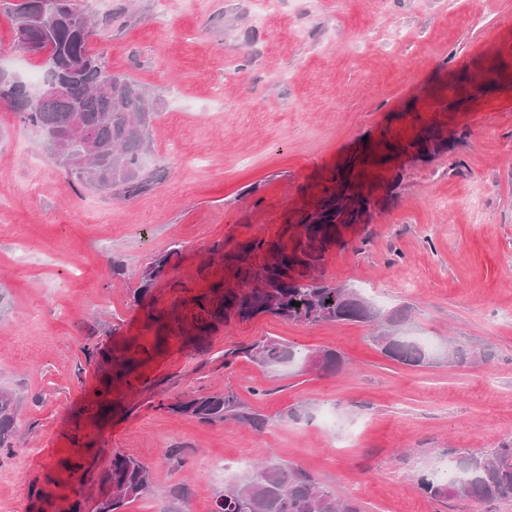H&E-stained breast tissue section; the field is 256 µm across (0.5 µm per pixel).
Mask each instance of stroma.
Wrapping results in <instances>:
<instances>
[{
    "label": "stroma",
    "mask_w": 512,
    "mask_h": 512,
    "mask_svg": "<svg viewBox=\"0 0 512 512\" xmlns=\"http://www.w3.org/2000/svg\"><path fill=\"white\" fill-rule=\"evenodd\" d=\"M89 48L150 93L159 115L132 196L89 190L0 104V389L19 438L0 453V512H91L114 455L154 491L124 512H213L225 484L275 459L341 489L363 512H512L436 501L418 480L512 441V0H78ZM17 47L0 6V69ZM450 148L400 154L432 129ZM382 204L329 253L326 283L357 289L430 352L387 357L360 322L273 315L219 326L204 345L153 316L224 278L210 262L276 237L342 169ZM145 301L141 273L171 244ZM123 266L113 274V262ZM299 362L225 364L263 338ZM137 361L108 394L85 345ZM477 349L455 361L448 345ZM336 352L329 371L316 356ZM224 389L263 427L203 423L159 401Z\"/></svg>",
    "instance_id": "obj_1"
}]
</instances>
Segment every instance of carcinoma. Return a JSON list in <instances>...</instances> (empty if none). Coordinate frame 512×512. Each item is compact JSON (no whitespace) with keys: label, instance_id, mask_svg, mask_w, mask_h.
I'll return each instance as SVG.
<instances>
[{"label":"carcinoma","instance_id":"1","mask_svg":"<svg viewBox=\"0 0 512 512\" xmlns=\"http://www.w3.org/2000/svg\"><path fill=\"white\" fill-rule=\"evenodd\" d=\"M21 0L13 5L14 29L27 28L33 43L52 45L53 58L46 61L44 80L61 77L66 62L81 68L78 78L63 93L32 97L23 82H0V101L9 102L19 121L38 129L45 141L73 132L90 144L91 158L85 164L72 162L69 154L50 149L51 156L69 176L84 187L118 189L135 194L145 187L144 159L149 135L158 112L145 87L129 76L111 72L100 54L89 50L92 22L88 14L66 0L67 15L56 9L33 18V4ZM421 158L448 149L438 131L411 143ZM378 201L360 190L348 177L336 180L316 208L304 213L296 224L284 225L275 238L254 237L221 255L231 282H222L190 298V317H172L181 335L203 344L220 325L232 320L246 322L267 314L304 324L332 321H383L374 342L390 358L408 365L429 359L418 342L400 335L402 313L386 317L354 288L331 285L319 276L326 256L343 237V231L363 224ZM177 245L156 256L144 269L141 285L133 298H146L165 274ZM101 372L130 371V361L103 350L91 349ZM244 357L264 367L290 364L298 358L293 346L271 338L224 353V365ZM16 401L12 393L0 391V451L13 452L16 437ZM159 408L214 423L229 419L261 425L243 410L232 394H199ZM112 494L100 499L93 512H120L130 501L152 492L149 467L129 457L116 455L107 471ZM418 489L433 500L449 497L475 502L512 501V443H503L487 455L460 457L448 466V476L435 481L423 476ZM214 512H362L360 505L341 491L318 483L290 464L268 461L244 483H230L215 500Z\"/></svg>","mask_w":512,"mask_h":512}]
</instances>
